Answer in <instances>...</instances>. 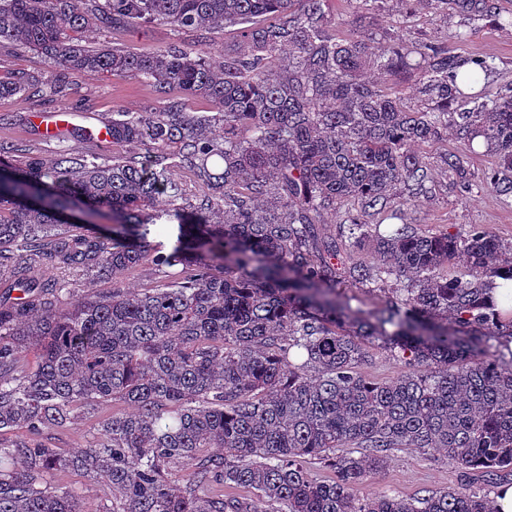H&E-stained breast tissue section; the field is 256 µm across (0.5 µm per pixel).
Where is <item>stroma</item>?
I'll list each match as a JSON object with an SVG mask.
<instances>
[{
  "label": "stroma",
  "instance_id": "stroma-1",
  "mask_svg": "<svg viewBox=\"0 0 512 512\" xmlns=\"http://www.w3.org/2000/svg\"><path fill=\"white\" fill-rule=\"evenodd\" d=\"M412 8L415 23L410 30L411 36L447 42L449 50L464 56L493 57L497 70L490 79L491 86L512 83V30L486 23L473 30L466 42H451L447 36L459 29V17L432 14L421 0H414ZM81 37L89 43L105 41L133 52L189 44L195 40L194 33L163 22L135 24L121 30L91 27L83 30ZM170 99L180 102L186 111L199 115L215 112L214 104L206 98H191L175 91L169 99L163 100L150 85L137 79L85 73L73 78L70 93L60 104L61 109L75 114L70 133L63 142L44 139L34 121L36 113L44 111V104L20 94L0 98V141L13 145L19 160L32 155H48L60 146L76 154H92L105 159L111 156L112 149L93 138L92 130L97 124L111 121L122 112L162 111ZM436 181L435 195L418 198L406 213L417 231L454 234L465 232L472 224H486L502 239L512 241V208L504 206L490 186H483L464 198L444 175H437ZM462 488H471L488 496L494 492L491 483L463 473L441 454L406 448L392 451L385 467L361 484L356 493L366 497L384 492L409 498L428 491Z\"/></svg>",
  "mask_w": 512,
  "mask_h": 512
}]
</instances>
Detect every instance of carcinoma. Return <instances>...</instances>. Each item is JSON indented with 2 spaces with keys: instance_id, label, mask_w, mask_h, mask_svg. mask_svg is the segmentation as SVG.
<instances>
[{
  "instance_id": "carcinoma-1",
  "label": "carcinoma",
  "mask_w": 512,
  "mask_h": 512,
  "mask_svg": "<svg viewBox=\"0 0 512 512\" xmlns=\"http://www.w3.org/2000/svg\"><path fill=\"white\" fill-rule=\"evenodd\" d=\"M327 2L0 0V49L56 69L51 81H0V97L56 102L73 76L107 73L216 106L126 112L100 162L62 148L16 164L0 143V277L17 292L0 299V512H81L77 489L47 481L70 471L98 486L97 512H491L472 491L358 496L399 448L512 484V358L485 353L512 336V310L491 297L512 273V241L484 224L381 229L431 192L436 168L463 195L480 188L469 169L478 137L495 155L486 184L512 205V89L464 90L460 68L488 75L494 60L439 42L373 52L376 34H337ZM424 2L512 29L498 0ZM156 21L199 33L197 47L132 53L75 36ZM227 27L243 50L216 59L209 34ZM406 74L411 98L396 88ZM450 130L460 147L431 162L421 147ZM174 167L203 193L153 213L182 195ZM75 208L112 215V227L66 222ZM162 220L179 224L176 244L150 253ZM147 257L180 274L134 291L81 292L68 278L116 280ZM460 262L466 274L448 276ZM367 284L384 300L352 309L347 289ZM376 343L408 371L368 381L360 366ZM116 401L127 409L99 419L85 447L39 440ZM307 459L334 480L310 477ZM214 485L251 496L206 494Z\"/></svg>"
}]
</instances>
